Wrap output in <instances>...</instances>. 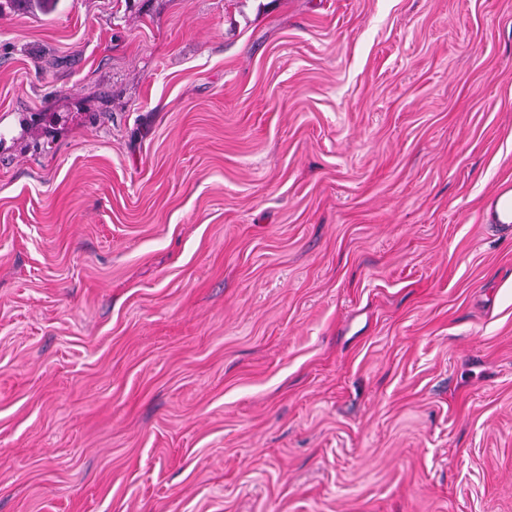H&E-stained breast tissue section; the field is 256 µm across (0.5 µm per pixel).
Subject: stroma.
Masks as SVG:
<instances>
[{
    "label": "stroma",
    "instance_id": "stroma-1",
    "mask_svg": "<svg viewBox=\"0 0 512 512\" xmlns=\"http://www.w3.org/2000/svg\"><path fill=\"white\" fill-rule=\"evenodd\" d=\"M512 0L0 7V512H512ZM490 210L496 224L509 228L512 224V183L499 185L490 197Z\"/></svg>",
    "mask_w": 512,
    "mask_h": 512
}]
</instances>
